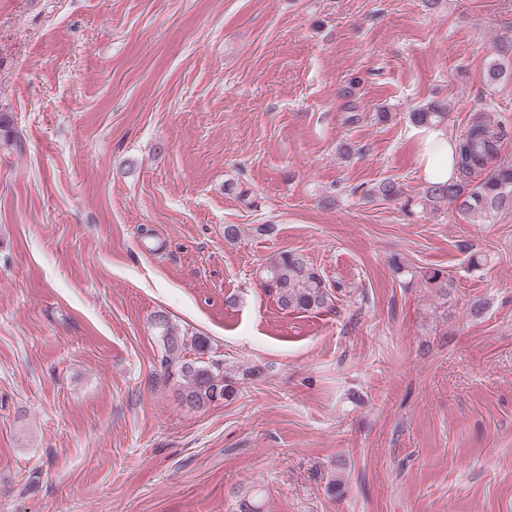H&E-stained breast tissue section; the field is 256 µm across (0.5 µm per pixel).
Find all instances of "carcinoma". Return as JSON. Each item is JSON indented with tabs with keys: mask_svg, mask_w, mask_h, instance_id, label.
Here are the masks:
<instances>
[{
	"mask_svg": "<svg viewBox=\"0 0 512 512\" xmlns=\"http://www.w3.org/2000/svg\"><path fill=\"white\" fill-rule=\"evenodd\" d=\"M509 76L508 69L495 58L487 68L486 77L496 83ZM411 120L420 126L443 125L448 121V110L440 102L427 103L411 113ZM500 133L496 132L480 114L473 115L463 133L458 135L457 176L445 182H428L423 187L418 205L432 208L448 205L461 215L490 218L512 212V163L499 161ZM484 176L474 179V174ZM368 196L383 201L403 198L401 185L384 180L368 190ZM264 286L275 292L284 310L311 311L324 308L331 302L321 276L305 257L296 252L284 251L271 260L262 270ZM429 287L441 297L448 296L452 287L447 276L434 270L423 276ZM167 358L165 368H174L184 381L183 400L192 408L201 409L214 402L232 399L236 381L224 373L220 362L188 360L183 351L192 348L205 355L211 349L206 336H181L164 314L154 318Z\"/></svg>",
	"mask_w": 512,
	"mask_h": 512,
	"instance_id": "1",
	"label": "carcinoma"
}]
</instances>
